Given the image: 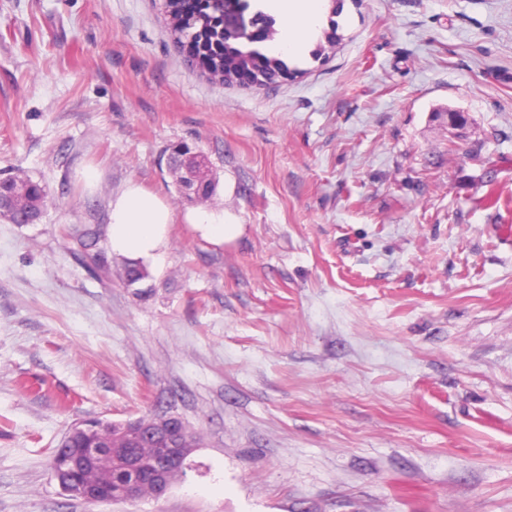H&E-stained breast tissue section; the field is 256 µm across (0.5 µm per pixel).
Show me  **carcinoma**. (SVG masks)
<instances>
[{
  "mask_svg": "<svg viewBox=\"0 0 512 512\" xmlns=\"http://www.w3.org/2000/svg\"><path fill=\"white\" fill-rule=\"evenodd\" d=\"M209 5L202 0H164L163 9L177 44L192 59V65L212 80L234 85L238 80L252 76L272 83L287 80L297 74L281 58L268 53L265 43L275 39L274 21L261 11L253 13L252 22L260 28L258 37L235 34L221 28L219 19L208 12ZM16 183L11 177L0 179V200L6 207L0 217L13 224L37 223L45 208L47 192L43 185L28 181L25 192L14 200ZM102 447L108 452L95 458L87 474L97 482H109L122 464L129 461L127 449L136 448V455H150V441L132 443L122 424H112V431L104 434Z\"/></svg>",
  "mask_w": 512,
  "mask_h": 512,
  "instance_id": "1",
  "label": "carcinoma"
}]
</instances>
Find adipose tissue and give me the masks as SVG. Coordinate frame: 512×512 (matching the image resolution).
<instances>
[{"label": "adipose tissue", "instance_id": "adipose-tissue-1", "mask_svg": "<svg viewBox=\"0 0 512 512\" xmlns=\"http://www.w3.org/2000/svg\"><path fill=\"white\" fill-rule=\"evenodd\" d=\"M266 11L280 17L283 24L278 39L268 50L274 55H300L316 34L322 20L324 0H263ZM172 212L157 195L136 185L110 204L107 226L114 253L134 261L157 258L167 243Z\"/></svg>", "mask_w": 512, "mask_h": 512}]
</instances>
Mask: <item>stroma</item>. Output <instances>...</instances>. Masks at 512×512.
Segmentation results:
<instances>
[{"label": "stroma", "mask_w": 512, "mask_h": 512, "mask_svg": "<svg viewBox=\"0 0 512 512\" xmlns=\"http://www.w3.org/2000/svg\"><path fill=\"white\" fill-rule=\"evenodd\" d=\"M321 29L326 57L243 88L162 0H0V179L48 191L0 219V512H512V0H343ZM132 183L173 221L129 287L106 236ZM86 228L107 270L73 257ZM163 412L198 441L164 497L61 493L71 423ZM14 177L0 179V199L6 203L1 218L13 224H27V222L36 224L44 213L46 189L39 182L27 178L25 192L16 202V205L19 206H15L13 204L16 187ZM190 222L204 237L216 242L224 243L231 240L238 232L237 224H225L224 217L212 214H195L190 218Z\"/></svg>", "instance_id": "1"}]
</instances>
